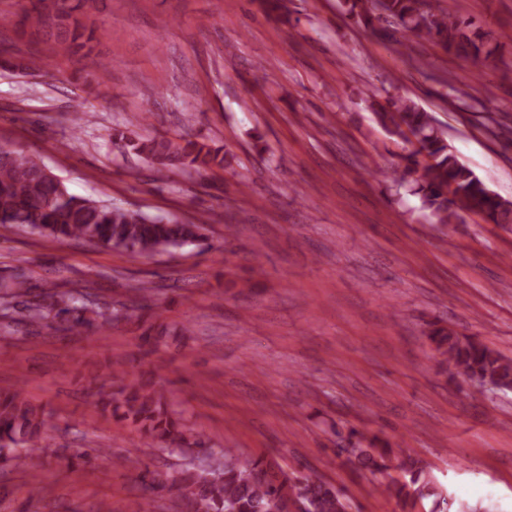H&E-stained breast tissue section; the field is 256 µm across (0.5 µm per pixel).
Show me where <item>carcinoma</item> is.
<instances>
[{
    "mask_svg": "<svg viewBox=\"0 0 512 512\" xmlns=\"http://www.w3.org/2000/svg\"><path fill=\"white\" fill-rule=\"evenodd\" d=\"M85 0H25L19 24L31 31L35 44H51L71 56H88L95 39L94 26L76 15ZM346 12L363 26L377 31L375 23L386 22L408 34L426 39L457 58L473 62L493 54V43L502 34L473 25L472 21L447 10H432L427 0H346ZM45 60L31 49L18 60L21 70H36ZM378 124L395 143L413 148L398 165L378 171L389 186L419 198L421 209L435 224H455L463 215L477 213L495 224H512V201L493 193L448 147V139L431 113L412 99L390 98L386 104L369 102ZM119 148L132 152L163 170L207 171L228 168L231 156L182 136L137 139L123 131L114 134ZM0 224L21 226L57 241L83 240L134 257L159 250L197 246L205 239V222L183 221L176 216L159 217L97 200L71 195L65 184L46 173L44 163L22 149L0 144ZM27 319H52L63 330L81 334L91 324L86 304L78 303L74 291L55 292L47 302L25 307ZM424 336L432 357L454 378L465 375L488 381L491 388L512 391V358L490 348L476 336L448 332L442 323L429 322ZM112 391L101 394L96 407L103 415L123 410V416L140 426L151 442H162L179 453H190L201 444L193 431L176 417L162 387L146 385L132 377L123 364H116ZM52 427L51 415L30 399L24 382L0 388V463L15 462L30 475V492L45 496L40 481L44 448L42 441ZM346 463L382 477V492L397 499L402 512H413L417 501L433 499L432 512H478L462 504L451 510L448 494L436 482L423 461L408 458L401 466L402 479L388 470L391 448L365 430L348 429ZM211 472L194 467L178 470L150 469L139 472L143 500L163 490L175 494L187 512H269L270 504L283 492L300 501L305 512H348L346 495L321 480L298 477L267 458L247 459L234 448L211 450Z\"/></svg>",
    "mask_w": 512,
    "mask_h": 512,
    "instance_id": "obj_1",
    "label": "carcinoma"
}]
</instances>
